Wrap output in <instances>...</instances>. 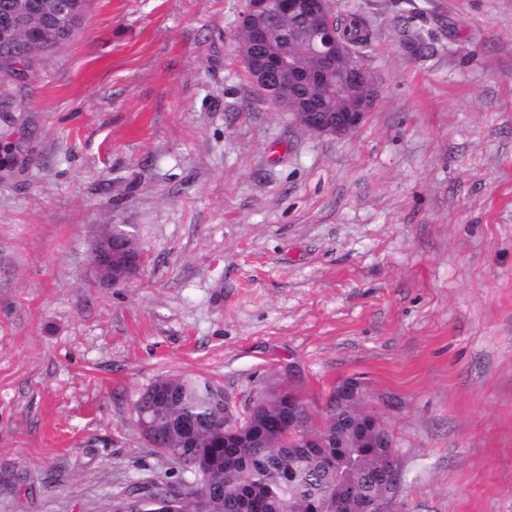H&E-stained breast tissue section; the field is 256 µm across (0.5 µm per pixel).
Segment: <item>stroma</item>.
Wrapping results in <instances>:
<instances>
[{"label": "stroma", "instance_id": "35a3bbf8", "mask_svg": "<svg viewBox=\"0 0 512 512\" xmlns=\"http://www.w3.org/2000/svg\"><path fill=\"white\" fill-rule=\"evenodd\" d=\"M375 107L318 135L253 90L242 0H88L0 112V512L190 480L134 424L160 376L247 406L348 380L402 512H512V0H333ZM435 35L419 54L403 23ZM143 252L103 288L92 242Z\"/></svg>", "mask_w": 512, "mask_h": 512}]
</instances>
